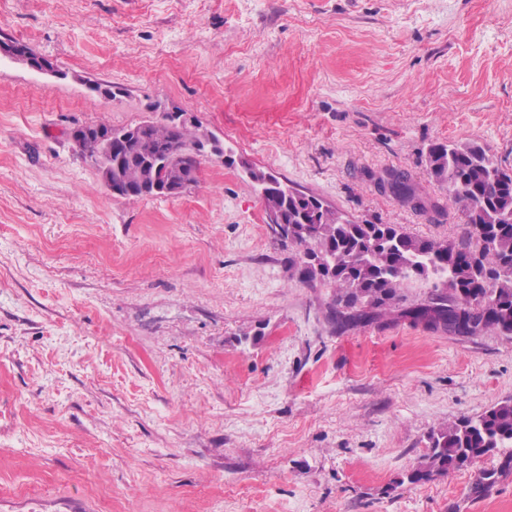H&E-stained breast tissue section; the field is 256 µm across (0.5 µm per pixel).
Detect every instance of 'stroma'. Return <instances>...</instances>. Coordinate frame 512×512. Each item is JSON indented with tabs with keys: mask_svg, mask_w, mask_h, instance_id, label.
<instances>
[{
	"mask_svg": "<svg viewBox=\"0 0 512 512\" xmlns=\"http://www.w3.org/2000/svg\"><path fill=\"white\" fill-rule=\"evenodd\" d=\"M1 38L67 76L0 60V512H512V469L404 480L512 399V336L334 332L240 170L458 237L428 148L512 169V0H0ZM172 106L224 145L183 195L116 197L72 150ZM378 186L393 196L411 205L414 209H426L425 201L416 193L412 176L407 171H393L386 179H381Z\"/></svg>",
	"mask_w": 512,
	"mask_h": 512,
	"instance_id": "obj_1",
	"label": "stroma"
}]
</instances>
